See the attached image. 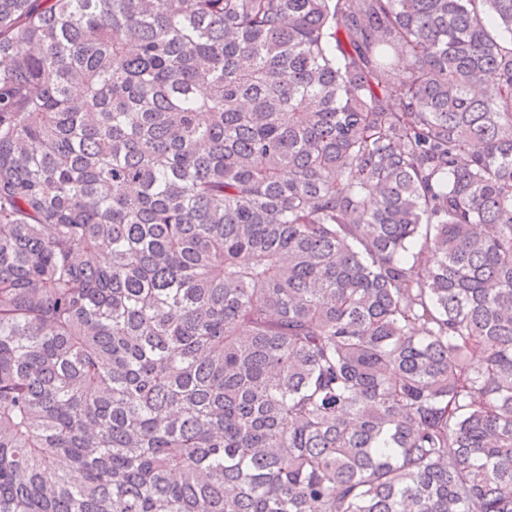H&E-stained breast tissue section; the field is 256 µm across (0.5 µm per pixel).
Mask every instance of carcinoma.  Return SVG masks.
I'll list each match as a JSON object with an SVG mask.
<instances>
[{
	"label": "carcinoma",
	"mask_w": 512,
	"mask_h": 512,
	"mask_svg": "<svg viewBox=\"0 0 512 512\" xmlns=\"http://www.w3.org/2000/svg\"><path fill=\"white\" fill-rule=\"evenodd\" d=\"M0 512H512V0H0Z\"/></svg>",
	"instance_id": "obj_1"
}]
</instances>
